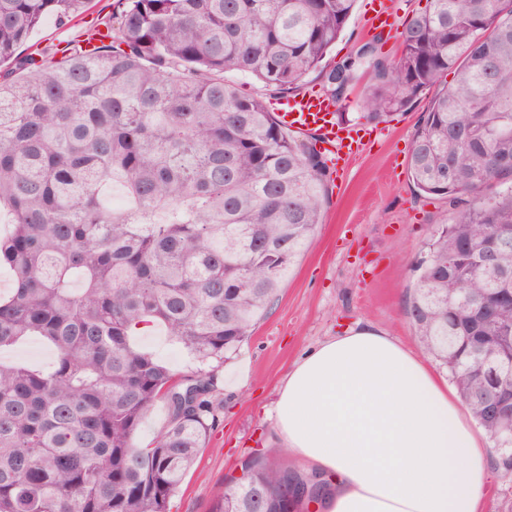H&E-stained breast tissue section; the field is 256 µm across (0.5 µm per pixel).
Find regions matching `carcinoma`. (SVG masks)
Here are the masks:
<instances>
[{"label": "carcinoma", "mask_w": 512, "mask_h": 512, "mask_svg": "<svg viewBox=\"0 0 512 512\" xmlns=\"http://www.w3.org/2000/svg\"><path fill=\"white\" fill-rule=\"evenodd\" d=\"M54 51L25 54L49 16L86 0H0V349L39 336L48 372L0 363V512H170L209 430L214 374L178 376L134 342L161 326L199 362L221 361L266 316L320 223L330 167L224 74L288 93L316 70L355 0H118ZM397 62L367 44L322 75L339 101L362 63L367 117L386 121L433 91L408 167L416 193L455 210L417 261L408 317L490 435L487 364L469 339L512 336V299L471 261L512 226V0H427ZM453 75L452 83L438 86ZM132 201L104 207L108 184ZM512 273V238L497 248ZM166 402L149 448L133 436ZM212 512H297L302 473L248 457Z\"/></svg>", "instance_id": "1"}]
</instances>
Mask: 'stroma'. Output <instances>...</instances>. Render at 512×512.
<instances>
[{"mask_svg": "<svg viewBox=\"0 0 512 512\" xmlns=\"http://www.w3.org/2000/svg\"><path fill=\"white\" fill-rule=\"evenodd\" d=\"M365 2L356 0L328 63L372 40L375 30ZM117 8V0H89L76 20L48 18L30 43L53 51ZM428 105V95H421L409 111L375 124L376 138L332 174L322 222L282 283L271 311L214 370L206 446L173 496L171 512H211L218 489L238 476L241 460L253 451L274 466H292L270 413L288 370L305 353L365 324L421 352L407 315L416 260L431 227L455 216L441 201L418 197L408 169L414 133ZM136 343L177 372L200 367L160 327L139 335ZM54 358L53 347L38 337L0 350V362L37 370L48 369Z\"/></svg>", "mask_w": 512, "mask_h": 512, "instance_id": "stroma-1", "label": "stroma"}]
</instances>
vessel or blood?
Wrapping results in <instances>:
<instances>
[{
  "label": "vessel or blood",
  "mask_w": 512,
  "mask_h": 512,
  "mask_svg": "<svg viewBox=\"0 0 512 512\" xmlns=\"http://www.w3.org/2000/svg\"><path fill=\"white\" fill-rule=\"evenodd\" d=\"M369 21L379 29H394L392 0H368ZM279 123L288 130L313 134L320 151L333 163H346L358 154L366 137L356 126L337 122L334 105L318 91L286 98L277 112Z\"/></svg>",
  "instance_id": "obj_1"
}]
</instances>
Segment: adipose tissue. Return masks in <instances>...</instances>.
<instances>
[{"label": "adipose tissue", "mask_w": 512, "mask_h": 512, "mask_svg": "<svg viewBox=\"0 0 512 512\" xmlns=\"http://www.w3.org/2000/svg\"><path fill=\"white\" fill-rule=\"evenodd\" d=\"M283 448L330 486L319 512H478L492 449L455 389L365 325L312 349L274 404Z\"/></svg>", "instance_id": "adipose-tissue-1"}]
</instances>
